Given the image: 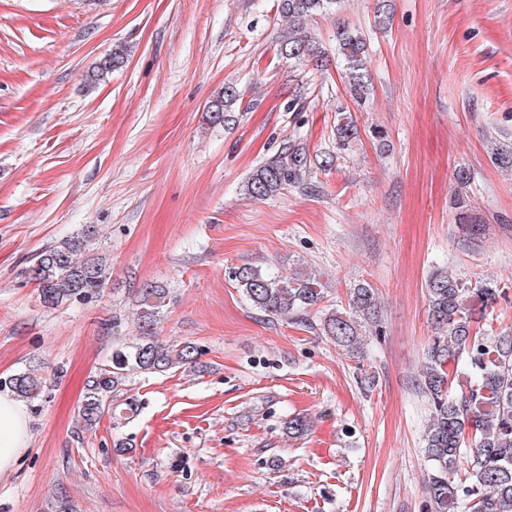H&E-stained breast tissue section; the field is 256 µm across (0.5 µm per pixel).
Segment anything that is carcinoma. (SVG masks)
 I'll list each match as a JSON object with an SVG mask.
<instances>
[{
  "label": "carcinoma",
  "mask_w": 512,
  "mask_h": 512,
  "mask_svg": "<svg viewBox=\"0 0 512 512\" xmlns=\"http://www.w3.org/2000/svg\"><path fill=\"white\" fill-rule=\"evenodd\" d=\"M338 2L280 0V14L288 21V35L280 45L283 57L319 64L322 50L306 35L305 25L310 17ZM336 42L345 61L350 93L361 98L367 88L366 40L362 33L343 27L336 32ZM126 55V48L116 47L100 63L99 73L120 67ZM237 97L234 87H225L207 108L209 121H234ZM357 134L352 116L340 114L337 144L346 147ZM492 158L501 169L512 172V144L494 143ZM310 167L306 144L292 143L248 176L245 194L251 198L273 196L302 182ZM97 234V226L88 225L37 257L29 277L43 303L59 306L87 298L108 285L112 266L94 253ZM232 274L248 303L273 318L301 323L306 311L324 298L319 281L300 273L284 276L244 264ZM427 295L429 318L438 331L417 379L429 411L424 438V453L430 463L427 494L435 512H512V332L494 333L483 323L486 308L493 306L502 292L480 281L468 284L440 267L428 277ZM167 296L168 289L159 285L148 284L139 290V338L123 343L108 363L88 377L79 404L82 431H93L106 414L116 427L130 419L134 414L131 402H112L127 377L195 366V346L168 344L155 336ZM349 303L353 315L334 312L323 320L326 334L346 346L360 343L362 324L379 327L374 289L357 286L350 292ZM61 374L59 367L46 374L41 367L32 366L0 377V390L8 389L32 404L44 397L48 385Z\"/></svg>",
  "instance_id": "cac0c4a2"
}]
</instances>
